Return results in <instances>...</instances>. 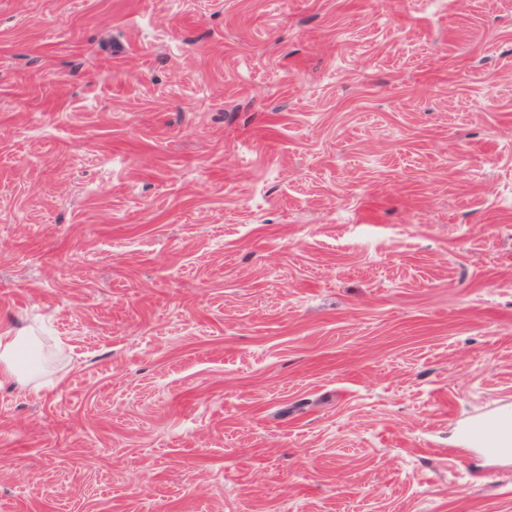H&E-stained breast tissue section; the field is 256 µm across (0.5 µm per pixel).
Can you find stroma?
Returning a JSON list of instances; mask_svg holds the SVG:
<instances>
[{
    "label": "stroma",
    "instance_id": "obj_1",
    "mask_svg": "<svg viewBox=\"0 0 512 512\" xmlns=\"http://www.w3.org/2000/svg\"><path fill=\"white\" fill-rule=\"evenodd\" d=\"M0 512H512V0H0ZM35 336H19L11 330L0 332V379L22 381L33 379V351L36 349ZM464 441L489 459L512 458V417L507 413L480 415L463 431Z\"/></svg>",
    "mask_w": 512,
    "mask_h": 512
}]
</instances>
